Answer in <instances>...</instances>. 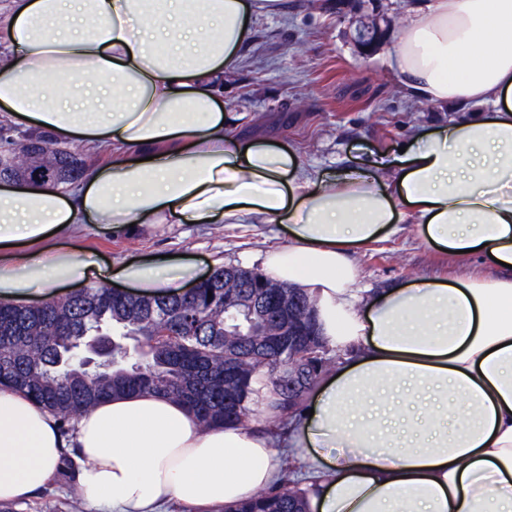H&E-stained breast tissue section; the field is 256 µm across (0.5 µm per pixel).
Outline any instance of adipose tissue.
<instances>
[{
    "label": "adipose tissue",
    "mask_w": 512,
    "mask_h": 512,
    "mask_svg": "<svg viewBox=\"0 0 512 512\" xmlns=\"http://www.w3.org/2000/svg\"><path fill=\"white\" fill-rule=\"evenodd\" d=\"M282 0H12L0 15V120L107 150L70 190L0 186V300L119 282L153 296L199 276L191 257L111 268L78 227L115 238L163 224H277L262 272L317 300L336 364L286 441L202 428L154 393L108 399L73 440L0 387V502L53 482L63 457L97 512H221L276 485L310 512H512V0H423L395 34L406 93L470 117L370 170L308 171L270 139L228 131L220 83L255 14ZM418 225L483 270L363 296L352 252Z\"/></svg>",
    "instance_id": "1"
}]
</instances>
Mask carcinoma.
I'll return each mask as SVG.
<instances>
[{"mask_svg":"<svg viewBox=\"0 0 512 512\" xmlns=\"http://www.w3.org/2000/svg\"><path fill=\"white\" fill-rule=\"evenodd\" d=\"M85 167L82 151L62 148L44 133L0 137V180L68 188ZM265 276L254 269L219 267L192 295L127 298L107 286L82 288L41 304L0 302V385L21 391L61 422L74 421L112 396L152 392L187 405L204 427L244 423L264 407L297 415L308 394L336 362L321 346L312 357L288 343L284 323L269 314ZM280 299L299 301V316L315 321L316 300L281 283ZM90 336L112 337V367L66 370L67 360ZM298 377L294 401L288 384ZM58 472L73 506L80 491ZM223 512H308L306 490L283 480Z\"/></svg>","mask_w":512,"mask_h":512,"instance_id":"1","label":"carcinoma"}]
</instances>
